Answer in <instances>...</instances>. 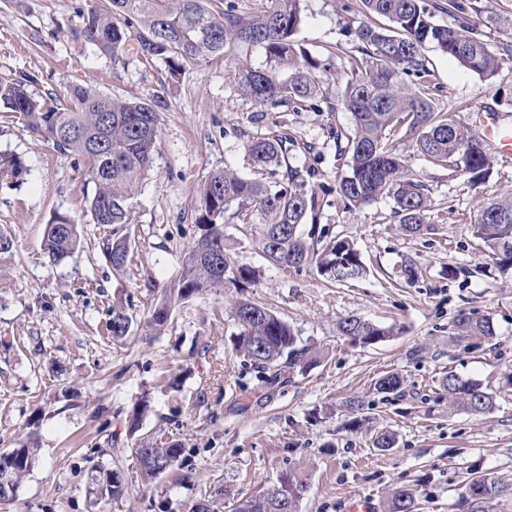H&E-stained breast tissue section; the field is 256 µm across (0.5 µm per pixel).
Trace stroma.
Wrapping results in <instances>:
<instances>
[{
  "label": "stroma",
  "mask_w": 512,
  "mask_h": 512,
  "mask_svg": "<svg viewBox=\"0 0 512 512\" xmlns=\"http://www.w3.org/2000/svg\"><path fill=\"white\" fill-rule=\"evenodd\" d=\"M93 2L0 0V77L27 75L36 94L64 97L81 86L153 102L160 116L154 168L131 201L130 258L117 271L101 250L111 225L86 217L92 187L83 160L33 134L19 115L0 112V153L21 157L27 167L21 185L0 181V229L15 243L11 262L0 268V451L31 440L38 448L16 500L0 512H188L196 500L223 512L288 470L302 472L310 485L299 512H351L360 497L386 512L399 488L414 491L417 512H512L511 492L475 507L463 498L470 465L512 484V391L499 386L512 373V269L499 268L470 231L488 195L512 193V157L500 153L498 141L484 140L494 166L475 185L466 174L412 155L411 169L431 185L435 200L433 229L419 236L399 231L387 199L353 212L325 208L321 226L351 237L371 269L357 282L336 285L307 268L265 266L254 242L236 250L239 262L265 268L255 299L322 352L317 367L263 386L231 343L237 324L223 290L177 306L159 336L149 310L200 234L196 218L210 175L227 167L256 177L244 151L248 136L285 130L320 145L327 124L350 127V115L261 111L233 78L236 67L267 65L259 45L227 46L223 55L186 64L177 77L129 49L114 62L70 34L78 8ZM474 4L477 31L502 67L485 80L426 50L439 86L436 106L464 118L478 109L497 114L512 132V0ZM356 19L332 0L303 2L295 38L326 63L318 74L325 97H335L349 67L353 44L343 27ZM58 214L75 220L80 244L53 264L42 240ZM407 257L419 268L417 279L401 273ZM116 307L132 316L133 335L109 334ZM462 313L490 317L495 340L467 351L455 345L452 325ZM348 316L403 331L354 348L336 332ZM448 368L493 393L494 411L449 412L438 398ZM390 371L404 376V397L374 399V381ZM145 392L150 409L133 433L128 416ZM352 396L369 404L355 431L347 429L350 414L342 407ZM320 408L328 418L309 422ZM381 429L395 433V448H373ZM143 442L181 444L175 471L142 482L132 450ZM99 463L123 475L121 500L95 504L88 479Z\"/></svg>",
  "instance_id": "obj_1"
}]
</instances>
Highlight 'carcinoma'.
Here are the masks:
<instances>
[{
  "instance_id": "carcinoma-1",
  "label": "carcinoma",
  "mask_w": 512,
  "mask_h": 512,
  "mask_svg": "<svg viewBox=\"0 0 512 512\" xmlns=\"http://www.w3.org/2000/svg\"><path fill=\"white\" fill-rule=\"evenodd\" d=\"M303 0H271V7L251 17L243 16L236 0H97L78 14L79 25L72 36L99 51L117 57L127 45L146 61L160 60L178 76L186 63L224 54L232 43L260 45L270 65L265 69L242 67L235 79L240 92L259 106L275 109L288 104L293 110L351 114L352 127L328 125L333 166L336 167V207L362 208L383 198L392 200L394 221L408 235L430 228L434 207L430 185L407 164V153H419L442 168L453 167L484 180L493 166L480 137L462 118L442 112L435 105L432 73L424 51L432 46L459 66L490 79L500 70L502 59L478 37L471 20L474 4L448 0L457 23L442 25L435 19L441 6L432 0H359L365 20L349 27L346 34L358 55L340 96L330 102L319 94L316 71L326 64L311 58L295 39L303 20ZM384 18L389 25L377 24ZM0 108L19 115L35 134L51 141L64 153L86 160L88 181L93 184L87 213L96 224H112L126 230L102 243L104 257L112 268L125 267L130 249V200L152 169L157 153L159 113L156 105L103 95L75 87L61 99L49 93L35 96L27 80L0 78ZM296 140L286 134H257L246 139L249 164L266 171L281 165ZM26 168L17 156L0 155V177L15 182ZM319 169L288 166L283 178L272 184L247 179L232 169L214 172L205 185L197 223L201 235L181 259L179 274L164 289L151 313V324L163 327L170 311L190 298L222 289L234 298L239 332L234 347L257 369L259 381L273 385L282 367L305 371L320 362L321 353L312 344H298V336L272 310L254 302L251 288L258 283V270L236 260L226 244L225 214L234 210L242 224L259 236L263 259L281 270L310 267L331 283L345 285L362 278L368 268L354 242L344 235H321L311 243L302 237V226L317 221L325 205L315 185ZM473 235L490 249V257L501 267H512V194H493L483 201L471 224ZM77 225L57 215L44 234L43 250L52 262L75 252ZM132 318L122 309H112L108 330L115 338L131 332ZM337 332L356 347H369L396 335V327L376 324L355 316L337 322ZM455 342L471 339L491 341L496 332L492 321L465 313L453 322ZM405 378L388 372L373 384L375 394L388 399L404 392ZM440 387L448 395V411L463 410L480 415L495 406L494 395L481 383L452 371L441 377ZM365 406L359 398L343 403L352 418L346 426L358 430L357 417ZM24 460L15 475V485L36 462L34 445L18 449ZM182 448L176 443L135 448L140 476L153 480L176 466ZM478 486L479 499L508 490L487 475L469 477ZM309 487L296 471L279 475L273 488L237 500L232 512H297ZM387 512H416L415 496L408 489L392 492Z\"/></svg>"
}]
</instances>
